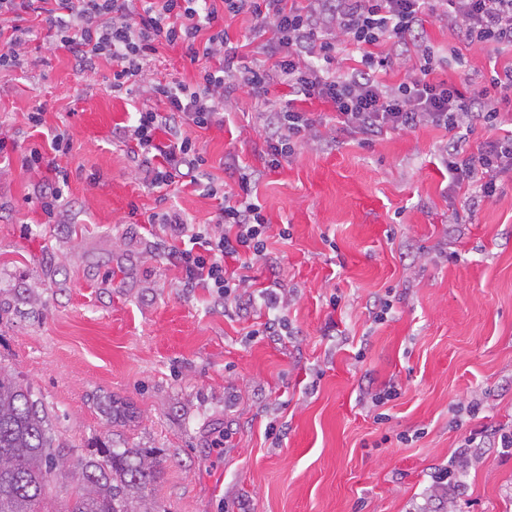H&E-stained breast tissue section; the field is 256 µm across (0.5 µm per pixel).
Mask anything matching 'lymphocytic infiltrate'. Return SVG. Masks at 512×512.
<instances>
[{
  "instance_id": "1",
  "label": "lymphocytic infiltrate",
  "mask_w": 512,
  "mask_h": 512,
  "mask_svg": "<svg viewBox=\"0 0 512 512\" xmlns=\"http://www.w3.org/2000/svg\"><path fill=\"white\" fill-rule=\"evenodd\" d=\"M242 14L269 34L249 65L223 26ZM30 15L48 30L51 48L70 53L81 72L109 63L114 93L137 88L156 100V107L138 110L133 124L112 131L131 144L151 190L203 184L208 159L189 131L223 124L243 90L266 102L261 118L270 132L261 160L271 172L292 163L298 148L339 133L369 145L389 133L469 131L480 123L494 134L470 153L437 149L452 190L491 198L501 177L512 173V66L488 86L466 74L457 82L439 78L436 49L424 34L432 17L470 50L500 52L512 47V0H0V72L24 63L36 33L26 23ZM163 46L182 47L207 64L188 82L154 78L151 63ZM349 46L359 65L338 73L336 53ZM394 66L403 69L402 81L382 82L380 70ZM275 83L286 85L296 104L267 103ZM308 101L326 106L331 118L304 110ZM69 152L68 135L54 134L48 143L29 145L16 172L21 179L41 173L36 202L50 219L62 203ZM252 179L242 173L235 193L204 184L207 194L224 198L208 226L177 210L148 217L185 287L207 290L228 317L248 304L277 311L285 303L247 274L270 260V224L252 196Z\"/></svg>"
}]
</instances>
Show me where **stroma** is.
Returning <instances> with one entry per match:
<instances>
[{
    "instance_id": "obj_1",
    "label": "stroma",
    "mask_w": 512,
    "mask_h": 512,
    "mask_svg": "<svg viewBox=\"0 0 512 512\" xmlns=\"http://www.w3.org/2000/svg\"><path fill=\"white\" fill-rule=\"evenodd\" d=\"M28 51L36 65L0 74V127L19 142L0 172V366L41 401L65 458L98 441L152 449L158 512H441L432 476L473 433L454 510L512 512L499 440L512 429V175L469 207L434 128L300 150L258 183L274 263L249 271L285 289L290 333L253 338L255 309L230 318L184 288L148 226L157 194L112 140L134 107L112 95L108 65L83 76L43 39ZM38 107L39 133L26 121ZM259 109L241 95L223 127L196 131L215 181L258 166ZM60 130L69 184L48 224L38 175L13 170L21 147ZM167 203L197 224L218 208L190 186ZM390 386L397 397L373 406ZM103 396L135 419L107 422Z\"/></svg>"
}]
</instances>
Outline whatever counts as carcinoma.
Wrapping results in <instances>:
<instances>
[{
  "instance_id": "carcinoma-1",
  "label": "carcinoma",
  "mask_w": 512,
  "mask_h": 512,
  "mask_svg": "<svg viewBox=\"0 0 512 512\" xmlns=\"http://www.w3.org/2000/svg\"><path fill=\"white\" fill-rule=\"evenodd\" d=\"M58 445L33 391L0 367V512H44ZM162 460L147 448L102 442L70 466L74 483L65 512H157L150 489Z\"/></svg>"
}]
</instances>
